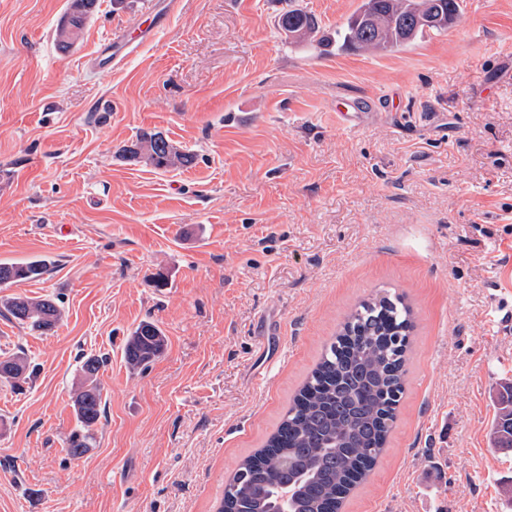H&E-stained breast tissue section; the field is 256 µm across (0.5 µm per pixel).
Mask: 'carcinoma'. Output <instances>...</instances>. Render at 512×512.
Segmentation results:
<instances>
[{"label": "carcinoma", "instance_id": "obj_1", "mask_svg": "<svg viewBox=\"0 0 512 512\" xmlns=\"http://www.w3.org/2000/svg\"><path fill=\"white\" fill-rule=\"evenodd\" d=\"M420 5L437 11L442 23H419ZM96 8L97 0H71L56 32L59 50L74 45ZM462 12L463 0H361L334 37L300 8L280 13L277 27L293 43L379 54L448 30ZM123 157L165 171L195 161L194 153L148 130L123 149ZM48 271L45 259L0 263V285L38 279ZM5 307L19 324L41 334L54 331L61 318L60 306L50 297L16 296ZM412 328L411 310L401 298L381 296L362 303L322 354L263 448L241 461L219 512H278L277 490L294 480L300 482V493L290 512H340L374 467L397 420ZM166 343L156 324L142 322L126 341V363L132 370H144L163 354ZM102 365L103 358L96 356L82 364L83 382L74 400L79 429L68 440L73 457L89 447L92 427L101 416L97 375ZM26 369V360L18 355L0 361V382L17 386ZM493 439L500 448H512L511 383L498 392Z\"/></svg>", "mask_w": 512, "mask_h": 512}]
</instances>
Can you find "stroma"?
<instances>
[{
  "instance_id": "1",
  "label": "stroma",
  "mask_w": 512,
  "mask_h": 512,
  "mask_svg": "<svg viewBox=\"0 0 512 512\" xmlns=\"http://www.w3.org/2000/svg\"><path fill=\"white\" fill-rule=\"evenodd\" d=\"M70 0H0V288L57 299L37 335L0 306V512H217L324 346L389 291L414 317L388 444L342 512H512L494 447L512 383V0L399 52L288 43L293 5L335 32L360 0H98L68 52ZM163 24L122 68L89 60L115 29ZM354 109L357 127L336 121ZM143 129L196 160L133 165ZM164 353L124 360L141 322ZM103 357L102 416L80 457L73 391ZM48 271L49 262L45 259H35L25 263H0V285L39 279ZM26 360L21 356L0 361V382L9 383L13 386L20 385L21 380H25Z\"/></svg>"
}]
</instances>
